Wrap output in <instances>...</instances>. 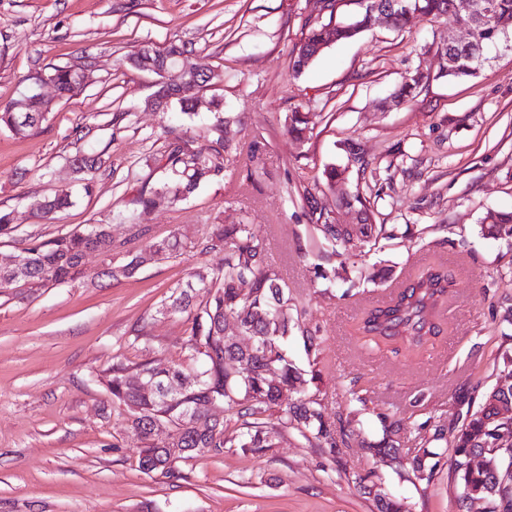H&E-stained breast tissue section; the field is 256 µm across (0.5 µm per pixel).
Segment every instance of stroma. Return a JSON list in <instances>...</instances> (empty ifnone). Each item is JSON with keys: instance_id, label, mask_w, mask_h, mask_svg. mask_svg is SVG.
Segmentation results:
<instances>
[{"instance_id": "1", "label": "stroma", "mask_w": 512, "mask_h": 512, "mask_svg": "<svg viewBox=\"0 0 512 512\" xmlns=\"http://www.w3.org/2000/svg\"><path fill=\"white\" fill-rule=\"evenodd\" d=\"M358 0H0V103L17 98L26 76L56 65H87L83 91L70 99L45 87L48 118L26 136L0 129V211L16 230L0 237V258L30 240L109 225L122 253L89 254L87 274L147 252L151 242L179 237L176 256L154 258L129 277L42 288H0V512H376L354 476L374 471L381 491L409 512H485L462 500L450 466L431 481L414 477L408 460L417 426L435 418L454 431L472 400L495 384L512 355V241L483 230L491 210H512V55H496L478 76L438 77L439 50L460 36L452 18L406 28L384 22L331 44L301 73L293 58L310 28L342 24ZM178 39L189 61L214 79L223 101L224 138L236 147L224 179L202 184L181 202L157 200L142 211L133 199L157 165L166 132L204 142L213 115L200 105L190 117L172 107L147 108L157 75L132 67L146 43ZM428 74L417 96L397 105L393 94L414 69ZM306 113L304 147L286 133L290 112ZM123 114L120 125L112 117ZM91 127L76 140V126ZM261 138L259 163L250 145ZM366 168L347 163V143ZM105 153L109 166L84 191L68 159ZM348 165L341 186L315 184L324 165ZM315 188L343 224L356 221L345 193L360 191L381 224L407 226L405 236L348 252L362 278L337 280L333 299L317 292V249L300 198ZM59 189L74 204L43 224L33 205ZM147 225L134 238L136 225ZM246 224L269 247L308 322L323 336L322 388L328 412L356 420L335 455L296 432L263 456L225 449L180 464L172 479L138 467L143 446L122 406L100 381L116 358L170 366L191 323L160 308L171 288L195 270L217 268L222 251L203 248L212 225ZM447 267L455 286L442 306V332L416 355L363 345L356 326L365 309L395 296L406 279L431 264ZM366 389L355 412L351 385ZM422 406L412 407L415 396ZM401 422L399 460L373 456L384 437L377 419Z\"/></svg>"}]
</instances>
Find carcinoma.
Instances as JSON below:
<instances>
[{
  "label": "carcinoma",
  "mask_w": 512,
  "mask_h": 512,
  "mask_svg": "<svg viewBox=\"0 0 512 512\" xmlns=\"http://www.w3.org/2000/svg\"><path fill=\"white\" fill-rule=\"evenodd\" d=\"M384 12L391 25L403 28L416 21H433L452 17L473 32L466 45L448 44L441 52L443 65L439 77L450 79L477 76L490 61L489 53L511 51L512 0H481L482 11L467 13L459 8L462 0H410L407 12L395 0H368ZM373 14L364 8L357 18L345 25L320 26L310 30L293 60L298 74L328 44L352 39L369 27ZM190 54L188 46L175 40L163 47L147 45L143 58L132 61L138 69L157 72L168 65L155 94L170 99L180 111L195 114L198 103L191 97L178 96L180 83L189 76L178 73L172 64ZM59 93L72 97L81 91L79 71L73 66L56 67L49 75ZM41 80V73L26 78L28 86L20 96L0 104V128L15 134H28L38 129L47 113L35 107L27 112L21 102L31 95ZM424 77L411 72L403 78L394 98L399 102L415 98ZM213 122L208 144L195 148L183 136L171 135L162 155V177L145 181L136 198L147 210L157 197L182 201L206 182L224 178L233 149L224 142V117L221 103L213 100ZM310 133L303 112L288 115L287 134L298 143ZM106 160L100 154L76 155L71 158L74 171L90 190L94 174ZM302 200L311 215L310 229L324 240L317 264V278L330 283L336 276L348 275V254L344 248L354 241L370 244L378 238L395 237L386 225L375 223L366 199L355 195L346 203L359 204L358 223H335L334 210L318 201L308 190ZM74 204L69 190H61L35 204V216L46 223ZM485 233L512 238V211H490L483 219ZM179 247L175 237L149 245L153 252L168 258ZM207 249L224 250V265L215 270H199L185 283L173 288L160 313H185L191 318L190 334L182 355L166 369L149 362L129 365L119 358L103 372L102 380L112 395V402L124 407L127 421L145 443L139 459L141 471L149 470L166 477L179 474L175 467L165 468L168 449L187 448L182 458L216 456L226 448H239L245 453L263 456L276 447L277 438L292 428L313 447L336 454L339 447L336 420L326 414V393L321 381L322 337L320 328L302 322L304 313L298 308L287 283L270 262L268 244L255 236L246 224H216L206 241ZM117 245L104 224L88 232L68 231L47 241L33 240L22 249L17 269L0 267V288L17 283L29 287H45L75 280L84 275V259L90 252L110 253ZM139 263L132 258L112 265L99 273L101 277H129ZM248 292H242V286ZM454 287V281L443 265H427L409 278V284L398 295L366 310L356 331L366 341L391 347L395 353L403 349L423 350L441 333V306ZM253 339L249 348L241 346L225 334L228 322ZM302 345L306 366H299L288 352V342ZM156 378L155 392L145 395L142 378ZM287 392L300 394L288 403ZM224 406L230 418L220 421L208 415V405ZM512 407V356L503 357V369L496 384L481 394V404L467 409L462 424L453 435L450 467L460 484L462 494L482 499L487 512H512V470L506 449L512 448V418L501 417V411ZM419 430L421 446L410 459L416 478L430 479L444 465L445 452L432 447L444 439V428L424 422ZM374 494L377 512H408L406 504L367 487Z\"/></svg>",
  "instance_id": "cac0c4a2"
}]
</instances>
